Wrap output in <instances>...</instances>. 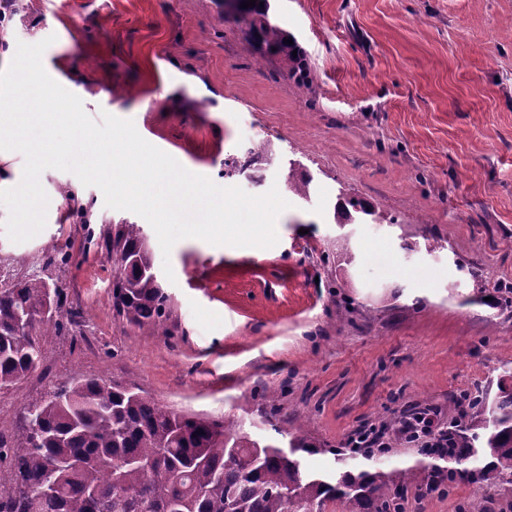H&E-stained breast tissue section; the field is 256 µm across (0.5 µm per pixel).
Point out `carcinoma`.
I'll return each instance as SVG.
<instances>
[{
  "instance_id": "cac0c4a2",
  "label": "carcinoma",
  "mask_w": 512,
  "mask_h": 512,
  "mask_svg": "<svg viewBox=\"0 0 512 512\" xmlns=\"http://www.w3.org/2000/svg\"><path fill=\"white\" fill-rule=\"evenodd\" d=\"M224 10L245 22L253 40L280 57L291 74L306 73L304 54L267 19L268 7ZM297 55H292V52ZM271 154L262 142L225 162L230 177ZM288 188L310 198L311 180L288 171ZM388 220L354 198L339 201L337 224L357 215ZM115 275L112 305L130 327L163 326L161 289L141 227L124 224L105 256ZM58 288L32 275L0 288V390L34 371L46 336L66 328ZM430 409L412 408L399 424L416 440ZM407 466H379L359 448H321L302 434L289 449L252 438L233 422L181 415L103 377L69 376L55 383L27 416L0 436V512H405L411 499L448 496L461 482L512 494V389L448 397V448L417 449ZM330 454L333 465L310 472L303 455Z\"/></svg>"
}]
</instances>
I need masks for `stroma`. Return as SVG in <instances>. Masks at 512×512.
Segmentation results:
<instances>
[{"label":"stroma","mask_w":512,"mask_h":512,"mask_svg":"<svg viewBox=\"0 0 512 512\" xmlns=\"http://www.w3.org/2000/svg\"><path fill=\"white\" fill-rule=\"evenodd\" d=\"M268 18L302 48L308 77L261 54L219 0H21L0 24V54L47 41L48 75L86 114L132 120L150 144L222 187L290 206L275 246L179 240L163 255L141 216L106 207L102 191L46 169L44 229L16 243L0 206V281L41 272L63 292L72 332L48 337L39 367L0 392V424L16 421L60 379L102 376L170 410L244 423L288 443L275 422L344 447L386 428L391 463L415 449L397 421L416 404L448 421V397L496 390L512 369V0H269ZM272 143L261 182L228 177L250 137ZM311 178L295 200L288 170ZM379 207L397 226L333 220L338 192ZM94 208L76 219V197ZM141 225L168 297L163 327H129L112 307L106 243ZM423 230L434 253L403 249ZM356 255L340 261L342 241ZM68 265L49 264L53 243ZM329 262H322V255ZM497 491L463 483L407 512H458Z\"/></svg>","instance_id":"obj_1"}]
</instances>
